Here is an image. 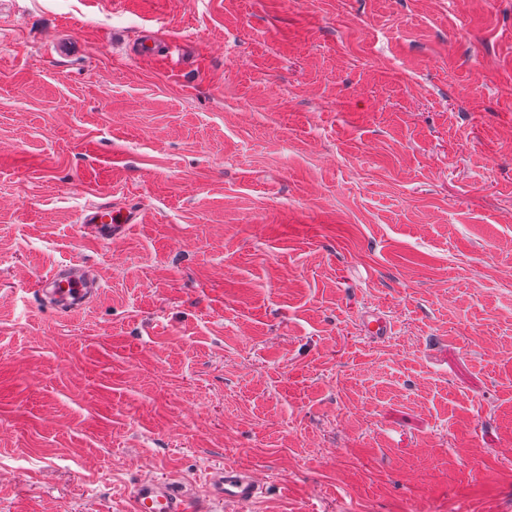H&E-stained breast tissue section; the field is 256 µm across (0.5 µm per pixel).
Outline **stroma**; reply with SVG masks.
Instances as JSON below:
<instances>
[{"label":"stroma","instance_id":"stroma-1","mask_svg":"<svg viewBox=\"0 0 512 512\" xmlns=\"http://www.w3.org/2000/svg\"><path fill=\"white\" fill-rule=\"evenodd\" d=\"M146 477L512 512V0H0V512ZM81 224H92L94 233L101 238L112 240L125 230L127 215L120 211H112V207H93L80 216ZM76 266L59 264L51 268L46 275L35 284V290L50 294L54 299V306L57 312L64 313L84 305L96 292L98 282L96 276H80L76 274ZM63 281H75L79 288L69 296H59L55 293V285ZM263 488L262 479L235 465L224 464L212 477V492L216 497L224 498L225 503H253L260 497Z\"/></svg>","mask_w":512,"mask_h":512}]
</instances>
